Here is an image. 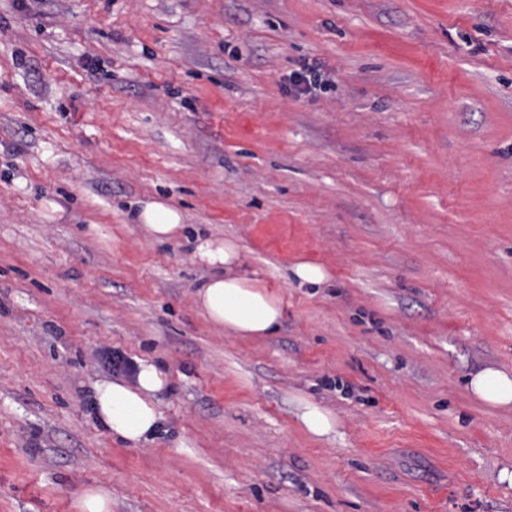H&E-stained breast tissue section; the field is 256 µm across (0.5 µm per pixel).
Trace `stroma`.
Masks as SVG:
<instances>
[{"instance_id":"1","label":"stroma","mask_w":512,"mask_h":512,"mask_svg":"<svg viewBox=\"0 0 512 512\" xmlns=\"http://www.w3.org/2000/svg\"><path fill=\"white\" fill-rule=\"evenodd\" d=\"M306 63L325 93L289 90ZM199 236L283 294L275 333L204 318ZM106 350L166 373L153 440L98 424ZM487 367L512 371V0H0V512L98 485L112 512H512ZM140 219L148 236L158 241L176 237L183 228L179 213L158 202L146 203ZM291 271L302 284L320 285L327 279V273L323 267L307 261L295 263ZM299 405L303 408L299 420L307 432L321 437L332 431L333 419L329 412L307 402H300Z\"/></svg>"}]
</instances>
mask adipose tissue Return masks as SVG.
<instances>
[{
	"label": "adipose tissue",
	"instance_id": "obj_1",
	"mask_svg": "<svg viewBox=\"0 0 512 512\" xmlns=\"http://www.w3.org/2000/svg\"><path fill=\"white\" fill-rule=\"evenodd\" d=\"M140 219L152 239L174 238L181 231L180 215L158 202L145 204ZM195 255L209 268L197 288L195 302L206 320L226 335L262 339L281 325L283 295L259 277L241 273L240 251L235 242L222 238L197 239ZM167 378L153 363L141 360L133 380L99 379L90 385L99 424L110 434L133 445L152 440L162 418L157 395ZM470 391L494 406L512 404V373L485 368L469 380Z\"/></svg>",
	"mask_w": 512,
	"mask_h": 512
}]
</instances>
